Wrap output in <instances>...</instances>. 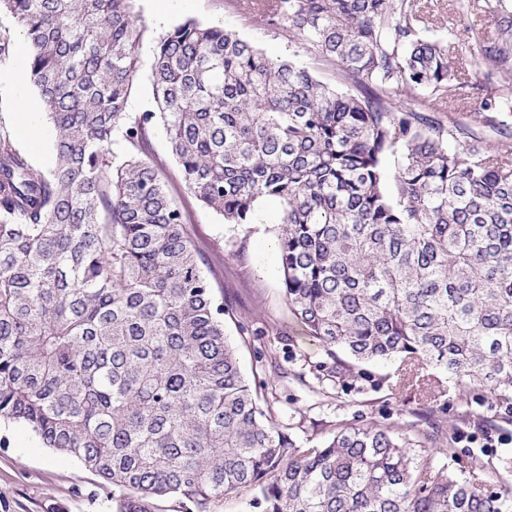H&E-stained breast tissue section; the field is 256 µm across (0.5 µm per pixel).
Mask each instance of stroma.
I'll return each instance as SVG.
<instances>
[{
  "instance_id": "obj_1",
  "label": "stroma",
  "mask_w": 512,
  "mask_h": 512,
  "mask_svg": "<svg viewBox=\"0 0 512 512\" xmlns=\"http://www.w3.org/2000/svg\"><path fill=\"white\" fill-rule=\"evenodd\" d=\"M135 6L150 30L139 47L141 67L130 98L143 112L156 107L150 68L153 38L186 18L236 31L272 60L313 64L288 34L233 9L229 0H136ZM436 7L443 19L424 21L422 35L448 41L453 56L474 68L477 54L467 37L466 20L457 17L450 0H437ZM15 28L12 17L0 15V30L13 33L11 53L0 61V127L10 131L32 166L45 171L55 161L52 123L42 112L26 126L15 118L20 97L9 77L28 70L27 47ZM175 195L190 212L186 229L204 259L202 270L224 301V332L238 347L241 370L247 378L274 381L273 389L262 390L261 403L273 408L299 445L327 438L340 422L378 421L422 432L435 422L455 429L450 453L458 472L476 468L488 484L512 487V474L500 464L501 458L512 457V408L461 399L454 379L445 373L439 374V386L429 400L376 385V378L395 372L393 362L370 366V378L343 388L320 383L327 353L293 320L278 272V201H263L255 223L228 224L183 188H176ZM0 512H112V500L76 459L46 447L27 425L1 421Z\"/></svg>"
}]
</instances>
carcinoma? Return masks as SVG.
Masks as SVG:
<instances>
[{"label":"carcinoma","instance_id":"cac0c4a2","mask_svg":"<svg viewBox=\"0 0 512 512\" xmlns=\"http://www.w3.org/2000/svg\"><path fill=\"white\" fill-rule=\"evenodd\" d=\"M135 0H0L55 130L34 168L0 127V421L102 479L113 512H512V489L448 468L437 436L340 425L302 448L259 404L151 135L226 224L281 203L289 310L345 387L399 361L393 390L512 406V12L475 3L466 68L421 36L423 0H229L292 34L351 89L188 18L154 38L158 111L133 114L147 26ZM121 135L124 153H112ZM397 157L390 172L386 159Z\"/></svg>","mask_w":512,"mask_h":512}]
</instances>
